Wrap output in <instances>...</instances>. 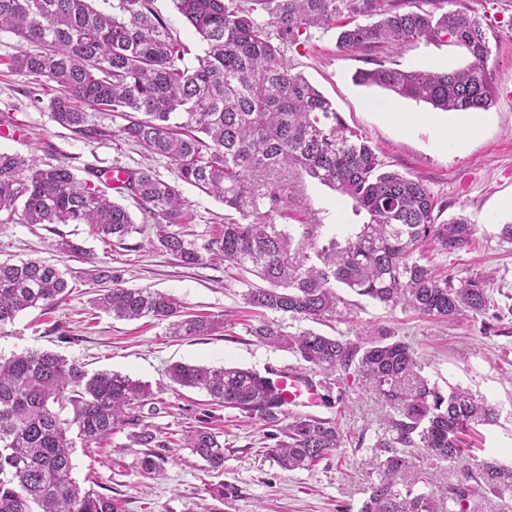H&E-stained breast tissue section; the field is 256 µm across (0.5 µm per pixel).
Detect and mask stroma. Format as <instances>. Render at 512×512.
I'll list each match as a JSON object with an SVG mask.
<instances>
[{"label":"stroma","mask_w":512,"mask_h":512,"mask_svg":"<svg viewBox=\"0 0 512 512\" xmlns=\"http://www.w3.org/2000/svg\"><path fill=\"white\" fill-rule=\"evenodd\" d=\"M460 4L474 11L486 28L491 47L488 66L497 88L489 110L443 112L376 86L354 84L353 74L369 67L370 57L339 49L332 31L315 33L288 62L331 100L349 126L372 140L391 169L424 179L441 205L440 221L463 216L476 225L472 247L448 254L444 262L449 274L459 278L493 273L491 292L499 304L497 312L477 317L467 313L444 325L407 306L386 307L346 290L336 312L314 321L291 320L287 327L352 340L365 339L377 328L406 339L430 384L444 393L463 388L495 408L496 419L476 428L477 451L470 467L489 460L512 467V246L498 239L502 225L512 224V211L501 206L512 197V0H460ZM21 46L14 34L0 31V113L13 116L18 127L15 136L0 138L1 152L65 164L80 178L88 170L119 163L134 169L149 167L162 179L174 180L169 160L123 140L118 134L122 121L111 113H93L99 130L93 137L56 124L46 103L34 100L38 81L7 67ZM382 55L404 70H449L469 62L462 49L446 38L388 47ZM380 102L394 103L399 111L416 116V123L407 129L389 120L377 110ZM440 125L452 129L456 137L439 150L433 142ZM180 190L186 209L195 216L193 223L181 225V232L200 243L217 234L224 222L223 203L189 184H181ZM288 194L292 223L314 220L343 236L363 221L351 200L309 177L289 175ZM123 204L140 227L124 247L104 246L83 224H65L61 230L83 244L91 257L107 261L125 286L174 294L193 312L223 316L226 328L209 336H175L163 322L118 320L95 311L89 303V286L78 280L59 307L21 313L0 335V353L51 350L89 372L116 371L153 385L165 381L167 368L176 362L240 367L263 375L298 368L291 353L263 345L248 334L243 300L248 283L237 269L217 259L182 265L158 249L153 219L133 199H124ZM52 230L49 224L0 223V259H54ZM341 381V401L315 408L314 413L335 418L347 442L313 470L280 469L268 454L278 429L221 409L213 423L224 439V465L219 471L194 467L189 449L174 447L164 451L162 474L144 478L133 467L137 451L130 446L128 432L120 429L96 453H76L73 476L83 487L110 490L123 500L126 512H358L378 478L376 464L384 452L377 443L390 438L391 431L380 422L382 402L373 385L353 369L343 373ZM159 398L161 410L149 422L177 438L198 426L207 409V396L192 389L171 387ZM431 474L428 484L419 482L413 472L406 480L419 492L466 489L467 512H512L511 492L484 493L464 479L459 466L443 463ZM219 483L224 486L220 501L211 495L212 486Z\"/></svg>","instance_id":"1"}]
</instances>
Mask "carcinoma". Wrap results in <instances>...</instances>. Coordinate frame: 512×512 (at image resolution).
<instances>
[{
    "mask_svg": "<svg viewBox=\"0 0 512 512\" xmlns=\"http://www.w3.org/2000/svg\"><path fill=\"white\" fill-rule=\"evenodd\" d=\"M204 46L195 63L173 36L154 0H0V31L35 45L8 68L55 84L48 109L59 126L99 134L91 111L124 121L119 136L168 159L176 180L150 167L125 169L118 187L92 170L79 179L63 164L0 153V214L23 224H85L90 235L121 245L140 228L113 195L130 197L155 219L161 250L184 265L218 258L265 283L244 293L258 320L248 333L288 350L305 369L323 374L328 393L337 374L355 368L376 388L382 419L393 437L378 442L385 458L360 512H443L442 495L418 493L402 481L421 460H468L472 425L490 422L493 407L452 388L443 395L421 375L413 347L382 331L353 342L310 330H285L283 319L317 320L344 303L347 288L386 307L405 304L448 323L466 312L495 308L490 275L458 280L437 257L467 249L475 225L463 217L437 222V202L417 177L387 169L372 141L346 125L332 102L291 73L288 51L311 31L339 28L336 44L374 51L389 44L453 39L472 62L450 71H405L374 61L354 75L435 110H488L496 89L488 71L489 41L479 16L456 0H174ZM304 174L353 202L365 215L339 238L321 224L301 234L276 216H289L288 184L277 173ZM257 174L250 184L244 173ZM191 184L228 209L221 233L198 244L173 227L190 224L179 183ZM52 251L88 259L85 248L60 230ZM91 306L115 319L168 322L176 336H209L226 328L221 316L194 315L172 294L129 288L104 262L87 270ZM69 268L51 260H0V333L27 309L50 310L70 295ZM170 383L206 393L210 404L236 410L283 439L269 448L281 469L308 470L344 447L330 417L295 412L267 377L239 367L177 363ZM158 395L146 382L112 371L89 373L55 352L0 355V512H125L123 501L72 477L77 449L99 448L112 433L133 428L144 449L135 466L147 478L163 471L168 447L145 423ZM210 469L224 466V441L209 421L183 436ZM465 477L486 492H512V470L493 462Z\"/></svg>",
    "mask_w": 512,
    "mask_h": 512,
    "instance_id": "obj_1",
    "label": "carcinoma"
}]
</instances>
